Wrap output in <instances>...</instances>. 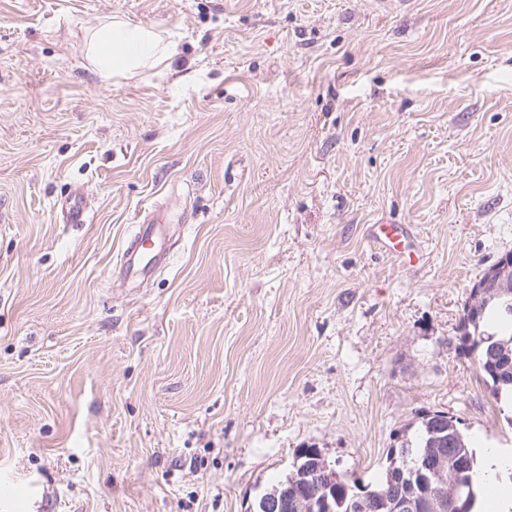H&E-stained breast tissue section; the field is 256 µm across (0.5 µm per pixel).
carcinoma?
<instances>
[{"label":"carcinoma","instance_id":"cac0c4a2","mask_svg":"<svg viewBox=\"0 0 512 512\" xmlns=\"http://www.w3.org/2000/svg\"><path fill=\"white\" fill-rule=\"evenodd\" d=\"M463 340L471 343L477 364L487 387L495 399H512V321L501 318L498 301L482 307L477 315L464 314L461 321ZM452 451L464 463L456 471L455 481L462 485L460 492L448 497L446 512H473L476 500L477 459L459 420L446 411H434V416L420 417L412 434L392 447L383 478L375 485H357L344 477L336 482V492L315 491L316 512H389L381 493L394 483L406 486L399 473L420 468L425 463L424 451L434 444Z\"/></svg>","mask_w":512,"mask_h":512}]
</instances>
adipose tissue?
<instances>
[{"label":"adipose tissue","mask_w":512,"mask_h":512,"mask_svg":"<svg viewBox=\"0 0 512 512\" xmlns=\"http://www.w3.org/2000/svg\"><path fill=\"white\" fill-rule=\"evenodd\" d=\"M177 53L151 26H133L115 19L95 30L86 42V57L103 79L146 73ZM484 488L474 512H512V452L487 449L480 466Z\"/></svg>","instance_id":"obj_1"}]
</instances>
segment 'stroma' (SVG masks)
<instances>
[{
  "instance_id": "35a3bbf8",
  "label": "stroma",
  "mask_w": 512,
  "mask_h": 512,
  "mask_svg": "<svg viewBox=\"0 0 512 512\" xmlns=\"http://www.w3.org/2000/svg\"><path fill=\"white\" fill-rule=\"evenodd\" d=\"M115 17L177 55L103 81ZM508 251L512 0H0V512H252L304 447L377 481L424 410L512 448L459 340ZM165 216L151 218L139 225L138 231L126 245L122 255L121 271L123 277L138 278L150 270H154L157 263H153L154 254L145 262L150 246H156L160 242L159 254L166 255L163 236L166 228ZM371 236L381 247L396 257L400 262L415 265L420 262L419 251L406 252L403 248V240L409 236L407 228L402 224H392V221H382V224H372ZM511 277L512 252L509 251L503 254L498 261L488 269L486 277L483 280L479 279L473 284L469 292L467 311L472 309V312L476 313L486 300L500 294L501 291L497 294H491L488 290V288H490V284L493 283V286L495 287L499 282H501V288H503L507 285Z\"/></svg>"
}]
</instances>
